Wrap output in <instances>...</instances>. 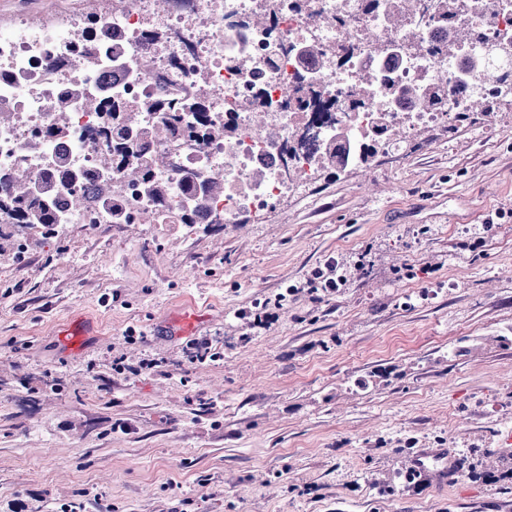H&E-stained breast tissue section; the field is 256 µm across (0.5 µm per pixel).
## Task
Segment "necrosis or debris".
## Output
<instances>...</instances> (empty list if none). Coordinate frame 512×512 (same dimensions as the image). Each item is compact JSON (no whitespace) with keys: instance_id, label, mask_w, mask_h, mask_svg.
Segmentation results:
<instances>
[{"instance_id":"obj_1","label":"necrosis or debris","mask_w":512,"mask_h":512,"mask_svg":"<svg viewBox=\"0 0 512 512\" xmlns=\"http://www.w3.org/2000/svg\"><path fill=\"white\" fill-rule=\"evenodd\" d=\"M398 0H112L92 14L90 24L67 26L17 19L9 37H0V108L15 119L0 123V174L24 166L38 183L46 157L64 153L87 175L86 184L59 186L61 221L81 224L83 213L68 205L72 193H85L98 172L97 148L103 140L97 113L73 109L65 134L53 139L46 154L23 155L22 146L34 132L54 126L45 108L47 98L74 85L93 93L109 88L125 104H137L160 87L205 90L212 124L233 119L230 137L207 142L173 134L157 149L168 157L157 172L177 179L191 168L199 174L224 173V196L211 203L225 223L238 216L265 215L288 192V173L314 179L316 150L338 129L357 141L385 117L391 130L384 149L403 153L422 131L447 123L450 115L469 111L475 88L448 86L447 105L429 110L397 109L389 98L373 107L359 106V84L366 69L385 67L399 85L427 82L441 74L455 75L463 62L481 59L486 68H512V59H497L489 47L498 33L512 30V0H474L469 27L474 40L441 56L434 48L446 40L443 27L425 20L420 52L406 53L390 68L374 57L369 35H384L386 17ZM267 15L254 24L256 15ZM351 27L346 51L329 71L318 68L316 51L335 44L342 24ZM150 29L164 33L146 39ZM149 70L138 67L141 59ZM260 99L275 123L276 136L260 129L244 99Z\"/></svg>"}]
</instances>
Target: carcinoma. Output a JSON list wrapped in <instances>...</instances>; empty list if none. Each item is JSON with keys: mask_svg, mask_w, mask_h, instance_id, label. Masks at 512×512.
Instances as JSON below:
<instances>
[{"mask_svg": "<svg viewBox=\"0 0 512 512\" xmlns=\"http://www.w3.org/2000/svg\"><path fill=\"white\" fill-rule=\"evenodd\" d=\"M405 10L391 16L388 29L405 32L408 45L417 49L421 46L419 28L414 16L426 7L424 0H403ZM432 17L449 24V43L441 46L446 53L453 47L471 38V30L464 16V0H431ZM492 78L479 74L486 87L494 90L488 97H480L473 102V110L489 112L494 109L492 100L500 97L499 90L507 89L512 96V68L490 71ZM377 87H383L399 104H407L414 109H430L438 106L447 95L448 80L438 77L428 84L412 83L405 86L395 84L379 72L364 73L361 82V95L367 99ZM79 102L87 111L101 115L106 144L98 150V165L101 179L95 182L94 196L98 206L106 210L115 224H129L132 220L148 219L153 223L158 214L172 207L174 185L161 179L156 170L166 164V158L159 153H148L145 143L151 140L162 143L168 139L171 126L181 125L183 135L189 140L224 139L232 134L233 122L227 120L221 126L208 121L203 108V94L175 96L170 90L142 99L132 108L118 101L106 106L104 98L88 94L77 86L66 90L46 102V109L56 116L55 126L29 138L23 149L30 153L39 150L43 142L64 131L69 121V113L74 103ZM154 112L159 120L149 129L141 126V114ZM388 127L383 118L375 122L374 133L364 142L363 150L351 152L334 141L323 144L319 152L320 173L333 174L344 171L359 163L366 165L382 150L383 135ZM199 174L192 170L180 173L178 181L188 191V197L180 204V220L184 224L195 223L197 215L207 211V205L216 197L224 195V172L213 171L204 177L202 192L197 194L194 185ZM85 180L83 172L71 166L68 158L57 155L50 159L46 177L38 190L18 173L0 176V224L18 226L37 225L48 236L58 230L59 204L55 194L57 184L77 185ZM132 184L139 187L142 194L154 203V210L134 217L125 200L124 188Z\"/></svg>", "mask_w": 512, "mask_h": 512, "instance_id": "obj_1", "label": "carcinoma"}]
</instances>
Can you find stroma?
<instances>
[{
    "label": "stroma",
    "mask_w": 512,
    "mask_h": 512,
    "mask_svg": "<svg viewBox=\"0 0 512 512\" xmlns=\"http://www.w3.org/2000/svg\"><path fill=\"white\" fill-rule=\"evenodd\" d=\"M90 2L0 0V36ZM330 259L353 275L312 292ZM280 294L271 323L236 319ZM192 306L204 327L177 335ZM74 316L99 336L77 357L58 335ZM503 336L512 99L298 184L258 222L24 228L0 238V507L512 512ZM196 340L217 360L191 361ZM120 357L160 366L119 374ZM420 448L455 451L449 481L395 482Z\"/></svg>",
    "instance_id": "35a3bbf8"
}]
</instances>
